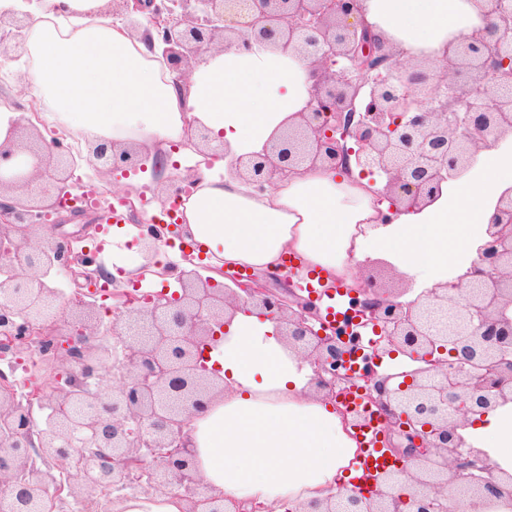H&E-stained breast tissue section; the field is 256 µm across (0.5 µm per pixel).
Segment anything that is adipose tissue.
I'll use <instances>...</instances> for the list:
<instances>
[{
	"label": "adipose tissue",
	"instance_id": "adipose-tissue-1",
	"mask_svg": "<svg viewBox=\"0 0 512 512\" xmlns=\"http://www.w3.org/2000/svg\"><path fill=\"white\" fill-rule=\"evenodd\" d=\"M106 2L42 0L24 44L34 57L28 78L64 134L82 130L149 157L179 142L175 161L198 170L180 195L174 253L204 255L215 278L224 263L262 270L285 252L330 277L382 258L417 274L427 290L477 262L498 197L512 187V142L480 151L436 201L391 224L378 222V187L357 167L345 174L303 166L277 192L255 193L229 161L261 152L307 111L310 59L279 47L218 48L195 65L191 90L182 95L146 43L106 17ZM361 6L364 20L412 63L442 59L450 42L483 24L477 0H361ZM199 129L224 149L207 166L193 148ZM210 358L220 367L224 393L192 418L188 433L212 493L306 508L350 487L357 442L332 405L314 394L308 365L271 320L237 314ZM459 433L496 466L503 486L512 485V401Z\"/></svg>",
	"mask_w": 512,
	"mask_h": 512
}]
</instances>
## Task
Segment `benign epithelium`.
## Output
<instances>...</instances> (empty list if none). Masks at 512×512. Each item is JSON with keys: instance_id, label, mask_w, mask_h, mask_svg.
Returning <instances> with one entry per match:
<instances>
[{"instance_id": "1", "label": "benign epithelium", "mask_w": 512, "mask_h": 512, "mask_svg": "<svg viewBox=\"0 0 512 512\" xmlns=\"http://www.w3.org/2000/svg\"><path fill=\"white\" fill-rule=\"evenodd\" d=\"M127 28L151 52L161 51L173 84L185 91L191 65L217 45L235 40L246 50L273 43L298 49L316 67L309 110L262 152L231 161V171L258 193L300 164L337 170L353 155L362 171L382 172V223L399 206L422 208L442 186L459 179L483 146L512 137V7L482 0L486 24L448 45L445 75L433 79L408 70L357 19L360 0H113ZM39 0H19L0 11V42L26 40ZM17 144L0 149V336L15 353L61 372L36 402L0 384V509L36 512L50 489L81 505L96 506L108 490L134 495L173 490L185 512H273L226 501L203 484L188 447L191 419L217 395L220 382L202 363L238 310H260L276 324L288 348L310 365L311 385L338 404L336 380L352 341L320 315L315 300L290 288L283 269L229 283L197 270L171 266L182 293L146 303L126 296L115 321L104 326L88 293L107 278L95 255L63 238L60 224H43L60 206L77 167L75 157L38 130L14 124ZM138 152L98 140L85 161L106 174L137 160ZM48 233L38 240V228ZM169 227L148 225L137 244L151 262ZM479 265L465 276L403 302L408 289L388 290L369 278L349 289L355 326L380 335L372 351L400 350L423 365L391 375L365 370L368 405L380 415V438L397 463L371 481L370 492L331 494L311 512H481L512 492L496 467L464 447L458 422L512 398V189L500 195L478 248ZM61 269L83 279L70 297L46 278ZM59 415L39 422L33 405L43 395ZM45 468L38 469L35 457Z\"/></svg>"}]
</instances>
